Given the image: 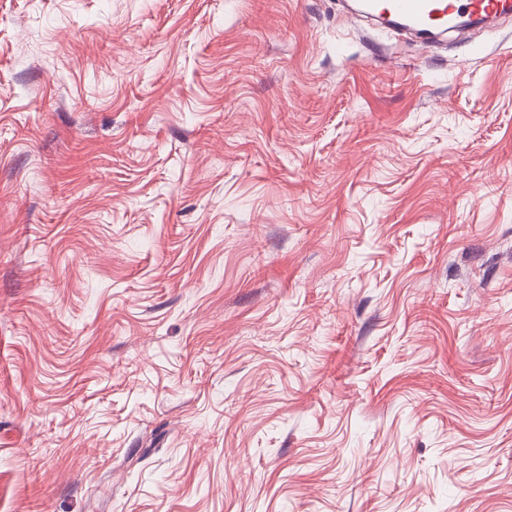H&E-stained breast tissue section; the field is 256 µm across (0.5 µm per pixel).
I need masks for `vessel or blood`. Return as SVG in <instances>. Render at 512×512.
Returning a JSON list of instances; mask_svg holds the SVG:
<instances>
[{
  "label": "vessel or blood",
  "instance_id": "1",
  "mask_svg": "<svg viewBox=\"0 0 512 512\" xmlns=\"http://www.w3.org/2000/svg\"><path fill=\"white\" fill-rule=\"evenodd\" d=\"M361 11L389 16L415 31H432L465 11L486 17L510 13L512 0H362Z\"/></svg>",
  "mask_w": 512,
  "mask_h": 512
}]
</instances>
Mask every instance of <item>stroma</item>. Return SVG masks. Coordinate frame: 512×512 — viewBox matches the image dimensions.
I'll return each mask as SVG.
<instances>
[{
  "mask_svg": "<svg viewBox=\"0 0 512 512\" xmlns=\"http://www.w3.org/2000/svg\"><path fill=\"white\" fill-rule=\"evenodd\" d=\"M0 0V512H512V17Z\"/></svg>",
  "mask_w": 512,
  "mask_h": 512,
  "instance_id": "obj_1",
  "label": "stroma"
}]
</instances>
